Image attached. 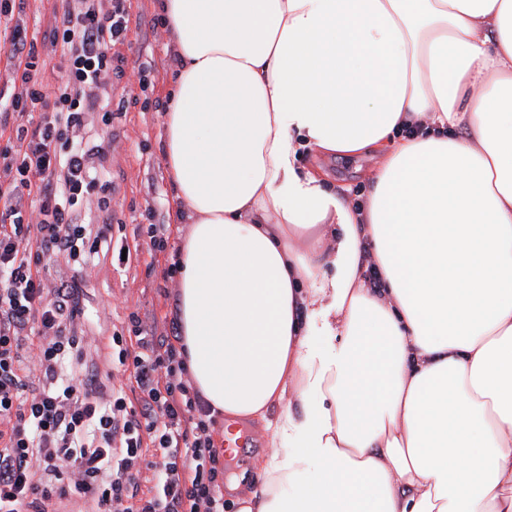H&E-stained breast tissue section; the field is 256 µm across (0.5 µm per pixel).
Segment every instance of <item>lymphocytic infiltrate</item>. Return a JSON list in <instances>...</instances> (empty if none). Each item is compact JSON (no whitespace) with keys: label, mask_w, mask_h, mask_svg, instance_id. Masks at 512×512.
I'll use <instances>...</instances> for the list:
<instances>
[{"label":"lymphocytic infiltrate","mask_w":512,"mask_h":512,"mask_svg":"<svg viewBox=\"0 0 512 512\" xmlns=\"http://www.w3.org/2000/svg\"><path fill=\"white\" fill-rule=\"evenodd\" d=\"M0 0V512H224V468L211 421L187 378L179 327L148 333L138 313L110 338L125 387L103 388L83 359L82 286L112 247L107 87L127 31V0H65L43 82L35 38Z\"/></svg>","instance_id":"obj_1"}]
</instances>
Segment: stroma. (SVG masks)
Wrapping results in <instances>:
<instances>
[{"label":"stroma","instance_id":"35a3bbf8","mask_svg":"<svg viewBox=\"0 0 512 512\" xmlns=\"http://www.w3.org/2000/svg\"><path fill=\"white\" fill-rule=\"evenodd\" d=\"M129 24L123 41L112 52L122 58L125 75L113 79L108 89L112 101V231L114 240H127L138 248L130 264L102 263L92 272L85 289L87 306L98 331L109 335L125 329L130 313L136 312L146 326L161 335L167 332L175 313V276L172 258L185 225L172 221L176 200L164 171L162 114L164 86L169 69L165 32L156 25L155 0H129ZM60 0H28L20 22L37 38L45 61L42 71L47 85L60 76V55L48 36L61 11ZM151 71V84L141 89L138 72ZM374 158L367 152L354 157L303 155L305 167L319 166L330 188L357 196L365 188L363 174ZM160 219L169 226L165 252L152 250L142 235L143 225Z\"/></svg>","mask_w":512,"mask_h":512}]
</instances>
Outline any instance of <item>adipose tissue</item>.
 Instances as JSON below:
<instances>
[{"instance_id": "ef3b65f1", "label": "adipose tissue", "mask_w": 512, "mask_h": 512, "mask_svg": "<svg viewBox=\"0 0 512 512\" xmlns=\"http://www.w3.org/2000/svg\"><path fill=\"white\" fill-rule=\"evenodd\" d=\"M156 9L185 365L270 434L237 512H512V0ZM370 149L354 201L298 164Z\"/></svg>"}]
</instances>
